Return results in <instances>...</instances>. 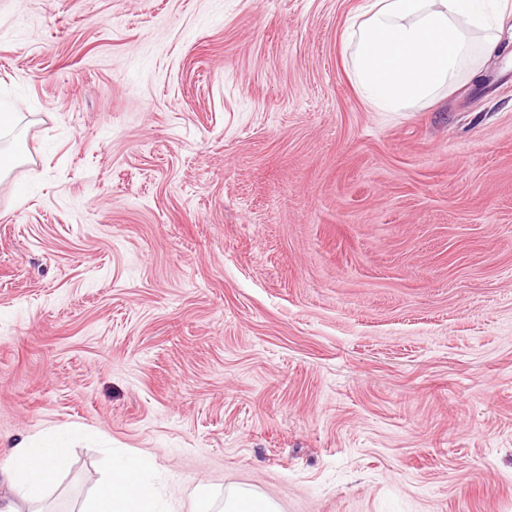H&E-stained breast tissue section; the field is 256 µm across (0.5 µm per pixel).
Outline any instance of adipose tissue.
Segmentation results:
<instances>
[{"label": "adipose tissue", "instance_id": "adipose-tissue-1", "mask_svg": "<svg viewBox=\"0 0 512 512\" xmlns=\"http://www.w3.org/2000/svg\"><path fill=\"white\" fill-rule=\"evenodd\" d=\"M512 0H366L365 19L348 35L355 46L354 78L376 110L401 112L453 85L470 56V30L492 25L490 4ZM62 439H31L12 448L0 467V512H41L40 505L67 470ZM134 457L113 460L94 497L78 512H165Z\"/></svg>", "mask_w": 512, "mask_h": 512}]
</instances>
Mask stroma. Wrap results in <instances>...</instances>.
Here are the masks:
<instances>
[{
	"label": "stroma",
	"mask_w": 512,
	"mask_h": 512,
	"mask_svg": "<svg viewBox=\"0 0 512 512\" xmlns=\"http://www.w3.org/2000/svg\"><path fill=\"white\" fill-rule=\"evenodd\" d=\"M365 0H0V461L193 512H512V14L378 112ZM143 462L134 457L112 459L94 497L77 512H165L144 477ZM244 491L225 499V512H279L278 506L267 498H258Z\"/></svg>",
	"instance_id": "35a3bbf8"
}]
</instances>
